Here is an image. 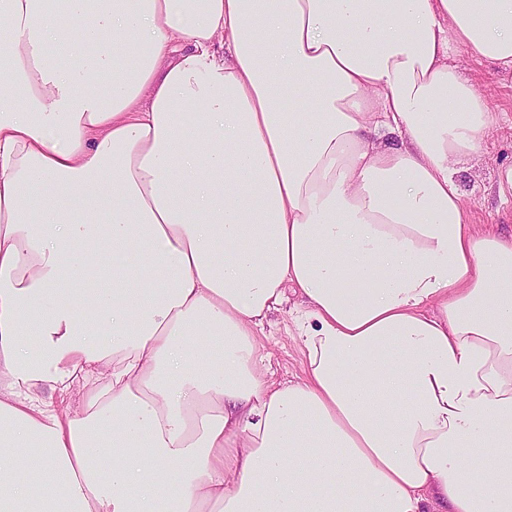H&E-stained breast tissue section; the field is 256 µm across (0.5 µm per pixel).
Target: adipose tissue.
<instances>
[{
  "label": "adipose tissue",
  "instance_id": "1",
  "mask_svg": "<svg viewBox=\"0 0 512 512\" xmlns=\"http://www.w3.org/2000/svg\"><path fill=\"white\" fill-rule=\"evenodd\" d=\"M458 45L512 67V0H0V512H512ZM301 300L289 295V300L278 311L268 315L265 335L259 336L263 352L269 356L267 369L276 381H299L305 376L306 357L293 324V317L302 311ZM292 311V314H290Z\"/></svg>",
  "mask_w": 512,
  "mask_h": 512
}]
</instances>
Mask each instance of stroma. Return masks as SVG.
<instances>
[{"label": "stroma", "instance_id": "35a3bbf8", "mask_svg": "<svg viewBox=\"0 0 512 512\" xmlns=\"http://www.w3.org/2000/svg\"><path fill=\"white\" fill-rule=\"evenodd\" d=\"M452 62L502 117L500 126L488 134L485 153L459 166L456 178L462 202L474 230L492 227L508 236L512 234V206L501 205L497 185L503 170L512 167V72L485 63L470 47H456ZM300 308L299 298L293 296L280 310L271 312L261 339L269 356L268 373L279 382L305 376L307 361L293 324V313Z\"/></svg>", "mask_w": 512, "mask_h": 512}]
</instances>
